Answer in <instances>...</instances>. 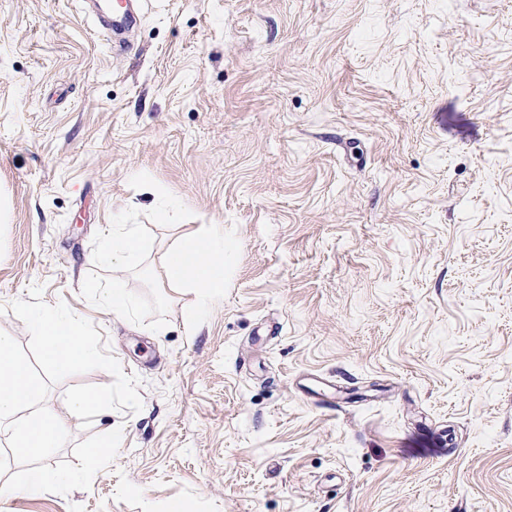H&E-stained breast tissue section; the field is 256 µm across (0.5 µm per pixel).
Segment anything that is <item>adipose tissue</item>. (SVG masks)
Here are the masks:
<instances>
[{
    "label": "adipose tissue",
    "mask_w": 512,
    "mask_h": 512,
    "mask_svg": "<svg viewBox=\"0 0 512 512\" xmlns=\"http://www.w3.org/2000/svg\"><path fill=\"white\" fill-rule=\"evenodd\" d=\"M139 225H112L99 259L112 267L132 264L143 250ZM224 230L215 224H195L177 241L164 259L167 284L196 293L207 301L224 286ZM29 322L39 339L43 358L58 371L67 372L96 363L98 354L81 337L73 318L46 308ZM42 384L20 357L14 339L0 332V425L8 427V446L24 460L39 458L54 447L63 429L53 413L39 408Z\"/></svg>",
    "instance_id": "adipose-tissue-1"
}]
</instances>
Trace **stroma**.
Masks as SVG:
<instances>
[{
	"mask_svg": "<svg viewBox=\"0 0 512 512\" xmlns=\"http://www.w3.org/2000/svg\"><path fill=\"white\" fill-rule=\"evenodd\" d=\"M97 23L0 0V330L65 420L37 462L0 446V512H512V0ZM112 224L141 225L137 268L99 263ZM190 224L226 243L200 316L159 264ZM44 306L97 364L44 361ZM87 390L108 403L72 414ZM35 467L70 479L27 492ZM96 290L100 305L106 311L120 313L128 309L130 305L128 293L119 283H112V288H96Z\"/></svg>",
	"mask_w": 512,
	"mask_h": 512,
	"instance_id": "obj_1",
	"label": "stroma"
}]
</instances>
